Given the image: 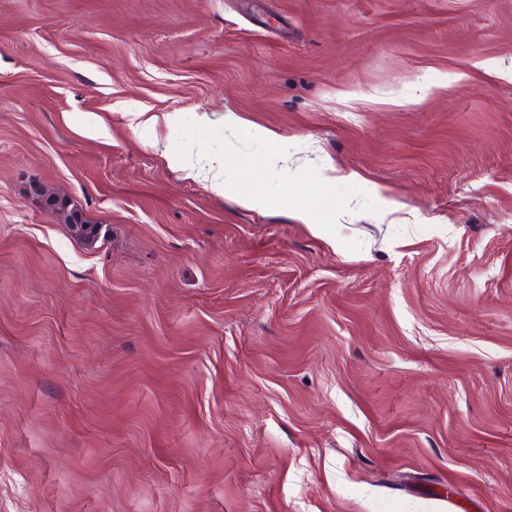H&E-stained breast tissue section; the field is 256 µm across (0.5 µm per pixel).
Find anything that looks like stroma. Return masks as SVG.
Segmentation results:
<instances>
[{"label":"stroma","instance_id":"obj_1","mask_svg":"<svg viewBox=\"0 0 512 512\" xmlns=\"http://www.w3.org/2000/svg\"><path fill=\"white\" fill-rule=\"evenodd\" d=\"M0 512H512V0H0ZM183 167L189 177L209 179L212 190L219 196L238 194L237 184L224 179L221 164L216 159L203 161L188 158L184 161ZM34 194L40 199L41 207L43 212L52 219H56L57 211H62L66 214L68 222L71 224H78L74 226L76 229L79 228L82 222V209L79 204L70 197L62 198L58 195L48 193L41 186L33 187ZM81 224H95L86 219Z\"/></svg>","mask_w":512,"mask_h":512}]
</instances>
